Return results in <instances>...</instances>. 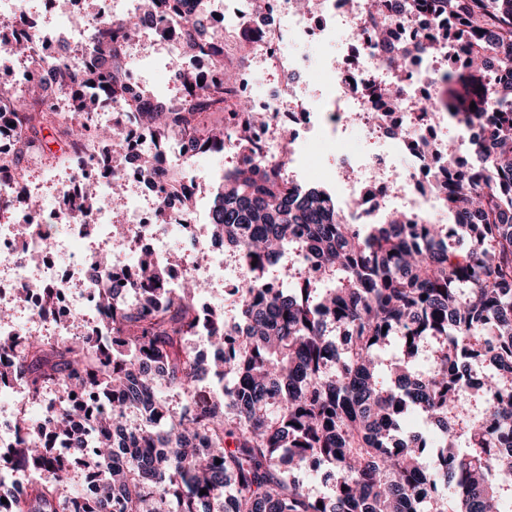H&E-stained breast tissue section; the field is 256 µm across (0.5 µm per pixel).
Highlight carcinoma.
I'll list each match as a JSON object with an SVG mask.
<instances>
[{
    "mask_svg": "<svg viewBox=\"0 0 512 512\" xmlns=\"http://www.w3.org/2000/svg\"><path fill=\"white\" fill-rule=\"evenodd\" d=\"M420 6L448 17L445 37L468 57L438 90L452 116L475 127L469 172L456 170L451 150L448 179L434 187L453 223L412 224L395 211L385 221L343 224L326 190L290 183L280 162L242 160L224 172L210 223L212 243L247 267L228 297L235 317L209 314L222 359L188 344L201 323L197 281L165 288L160 264L145 256L127 284L131 297L121 300L122 284L102 273L114 347L91 333L25 336L12 365L0 364V380L19 379L28 400L49 387L57 394L47 415L17 422L22 436L9 464L46 477L8 498L7 512H64L78 497L76 466L97 472L100 487L75 512H448L450 500L461 503L453 512H502L512 495V81L491 73L512 72V0ZM174 8V0H144L136 19L97 22L85 42L94 60L81 78L62 61L51 67L56 99L45 100L38 85L19 92L1 79L0 97L12 100L25 141L0 167L43 155L49 126L123 156L120 125L65 117L119 93L118 56L108 54L119 32ZM208 24L198 8L187 36ZM207 51L206 68L171 62L189 96L182 111L157 100L141 119L157 140L178 136L195 155L224 147V125L201 118L225 112L252 155L262 117L224 98L233 75L220 67L221 34L212 32ZM394 344L401 354L382 360ZM423 352L431 367L418 373ZM478 360L489 375H472ZM204 375L217 384L200 405ZM171 394L180 405L169 403ZM94 400L90 423L72 429V416ZM412 412L434 424V440L403 427ZM49 433L72 454H50ZM306 474L331 485V494L313 496Z\"/></svg>",
    "mask_w": 512,
    "mask_h": 512,
    "instance_id": "obj_1",
    "label": "carcinoma"
}]
</instances>
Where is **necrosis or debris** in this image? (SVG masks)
Wrapping results in <instances>:
<instances>
[{
    "label": "necrosis or debris",
    "mask_w": 512,
    "mask_h": 512,
    "mask_svg": "<svg viewBox=\"0 0 512 512\" xmlns=\"http://www.w3.org/2000/svg\"><path fill=\"white\" fill-rule=\"evenodd\" d=\"M44 3L54 14V26L33 18L16 27L13 36L27 45V57L4 48L0 58L23 73V85L40 82L50 91L54 85L49 63L67 59L78 74L89 58L81 50L85 24L59 9L58 0ZM195 11V0H181L177 12L154 21L152 29L163 35L169 54L204 58L205 40L187 37ZM375 21L370 0H315L309 11L296 0H226L223 28L235 31L248 60L247 65L234 66L235 81L227 97L244 100L251 111L263 114L253 138L264 160H283L296 167L310 130H319L321 144L335 157L332 166L320 169L319 177L332 184L345 223L363 224L373 213L398 209L412 214L417 223L436 224L442 209L431 188L447 177L449 141L461 146L466 136L449 138L443 126L429 124L421 112L433 103L444 76L464 63L465 56L459 44L429 38L433 30L446 29L447 17L409 4L386 21L389 30L415 48L403 66H396L392 52L371 36ZM314 30L335 50L319 65L318 90L310 95L296 83L309 67L308 58L286 52L285 47L304 42ZM266 63L279 72V84L266 87L255 82L254 67ZM116 81L122 94L101 101L91 119L107 126L110 112L122 113L129 142L127 163L115 168L112 176L98 177L97 146L80 145L71 152L74 163L62 190L71 201L90 186L108 198L113 182H122L120 200L127 220L120 246H113L111 227L98 212L85 217L73 209L49 214L41 206L26 207L0 224V260L7 265L0 272V300L19 302L32 321L50 325L57 336L104 332L108 318L96 287L101 274L98 262L105 251L112 254L113 275L125 282L138 277L145 254L161 261L170 288L181 287L190 278L218 277L232 289L242 280L238 267L225 265L223 256L198 236L190 207L199 177L195 166L178 152L174 141L156 142L139 119L143 81L138 69L122 66ZM388 85L396 89L389 109L375 99L378 90ZM344 130L373 140L374 149L367 154L346 151L340 138ZM285 139L290 142L286 148L281 145ZM400 156L410 157V164L398 166ZM174 237L193 239L203 262L187 268L172 259L167 243ZM53 244L74 260L72 276L55 271L49 254ZM48 288L54 293L49 308L43 301Z\"/></svg>",
    "instance_id": "4bbe7bcc"
}]
</instances>
